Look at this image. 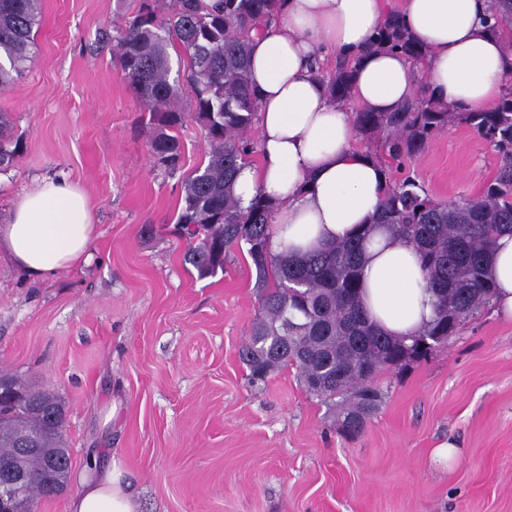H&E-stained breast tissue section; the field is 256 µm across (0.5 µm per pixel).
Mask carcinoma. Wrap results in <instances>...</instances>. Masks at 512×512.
Masks as SVG:
<instances>
[{
	"label": "carcinoma",
	"mask_w": 512,
	"mask_h": 512,
	"mask_svg": "<svg viewBox=\"0 0 512 512\" xmlns=\"http://www.w3.org/2000/svg\"><path fill=\"white\" fill-rule=\"evenodd\" d=\"M139 0L138 10L120 28L117 57L124 79L148 112L149 153L168 172L182 167L174 131L193 119L205 131L208 161L182 182L176 216L188 241V261L199 278L224 269L230 251L241 244L256 271L259 313L251 324L242 359L252 383L275 369L294 365L307 394L325 404L337 428L355 437L379 412L381 374L427 357L445 345L461 324L494 306L489 260L497 237L512 232V59L503 93L491 108L457 109L424 89L397 112L353 113L363 152L386 172L381 207L359 233L304 256L269 252L271 199L260 194L244 210L233 182L252 150L246 135L254 126L258 99L249 78L250 30L278 13L279 0ZM494 22L487 33L512 27V0H491ZM38 0H0V91L33 58ZM179 51L172 68L168 48ZM369 47L401 54L416 64L428 51L410 33L402 15L390 12ZM355 67L344 61L322 72L331 98L351 99ZM194 89L193 110L181 109V80ZM452 124L464 125L498 153L495 175L476 196L433 199L414 177H392V169L425 151ZM0 113V169L20 153V143ZM385 229L412 245L434 298V317L410 342L383 335L370 321L359 297L366 245ZM12 389L0 397V458L14 454L22 434L35 450L22 460L28 483L19 512H38L40 503L68 485L70 448L64 438L66 407L61 397L1 370ZM56 459L48 470L46 460Z\"/></svg>",
	"instance_id": "carcinoma-1"
}]
</instances>
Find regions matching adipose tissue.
Masks as SVG:
<instances>
[{"label": "adipose tissue", "instance_id": "obj_1", "mask_svg": "<svg viewBox=\"0 0 512 512\" xmlns=\"http://www.w3.org/2000/svg\"><path fill=\"white\" fill-rule=\"evenodd\" d=\"M488 0H280L278 19L251 37L250 80L259 100L258 162L244 165L234 193L275 203L272 253L317 249L355 235L378 211L386 176L354 148L350 111L334 103L312 65L327 55L357 63L353 98L373 112H395L427 86L448 103L488 108L504 90L512 35L494 37L483 20ZM423 43L424 70L373 51L369 39L391 7ZM96 226L84 192L47 177L17 199L0 225V258L45 279L91 258ZM490 268L494 302L512 316V234L498 237ZM370 318L388 335L416 334L434 316L433 297L414 250L385 230L367 246L361 284ZM118 464H92L77 477L68 512H140Z\"/></svg>", "mask_w": 512, "mask_h": 512}]
</instances>
